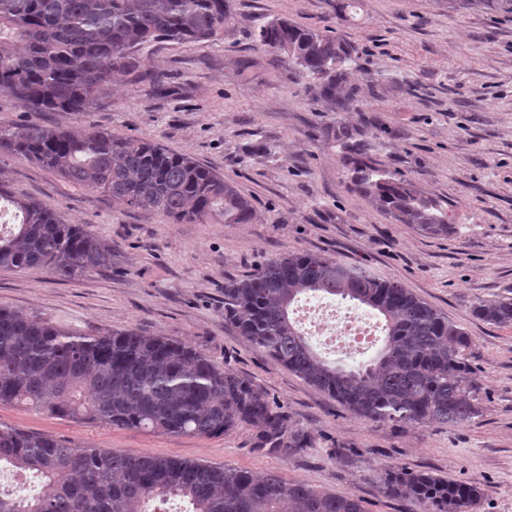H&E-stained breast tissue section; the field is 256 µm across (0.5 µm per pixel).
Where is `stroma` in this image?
I'll return each mask as SVG.
<instances>
[{"label": "stroma", "mask_w": 512, "mask_h": 512, "mask_svg": "<svg viewBox=\"0 0 512 512\" xmlns=\"http://www.w3.org/2000/svg\"><path fill=\"white\" fill-rule=\"evenodd\" d=\"M231 0L233 18L211 43L141 50L132 74L86 112L34 111L0 96V127L94 126L156 141L213 169L254 207L249 224L215 215L173 224L76 187L24 157L0 176L14 197L49 204L112 246L110 269L62 278L0 268V305L82 331L135 329L184 341L265 390L309 448H254L241 427L217 436H168L74 421L19 405L0 423L79 448L174 455L231 465L363 498L367 512H422L382 490L388 470L477 483L480 512H512V327L472 313L512 292V17L448 0ZM285 17L352 44L353 108L320 99L285 55L258 45L262 19ZM357 128L378 160L448 210L450 235H430L350 191L332 135ZM312 251L363 263L403 282L463 327L475 344L483 410L458 426H391L345 410L276 363L224 320V284L270 259Z\"/></svg>", "instance_id": "stroma-1"}]
</instances>
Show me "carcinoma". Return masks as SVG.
<instances>
[{"mask_svg":"<svg viewBox=\"0 0 512 512\" xmlns=\"http://www.w3.org/2000/svg\"><path fill=\"white\" fill-rule=\"evenodd\" d=\"M232 18L230 0H0V95L24 108L79 115L129 73L152 42L217 40ZM263 47L292 53L301 77L346 109L353 48L336 36L286 18L260 24ZM334 137L350 180L390 218L448 233V210L415 183L383 167L358 129ZM21 156L102 190L130 208L158 210L175 224L219 213L250 224L252 203L212 169L161 143L120 138L93 127L0 128L1 156ZM112 246L48 204L13 199L0 184V267L46 268L72 278L112 267ZM320 292L362 305L385 321L378 358L346 369L315 354L291 321L301 294ZM496 327H512V296L474 306ZM224 320L306 384L373 422L450 427L482 411L473 381V341L459 325L397 280L320 253L278 256L224 284ZM0 405L77 421L172 436L253 430L254 447L292 453L310 436L247 379L191 345L134 329L84 332L0 306ZM26 475L41 489L0 490V512H367L355 495H335L276 475L259 477L171 455L128 456L110 448H73L41 433L0 424V472ZM384 492L424 512H477L484 490L428 472L393 469Z\"/></svg>","mask_w":512,"mask_h":512,"instance_id":"1","label":"carcinoma"}]
</instances>
